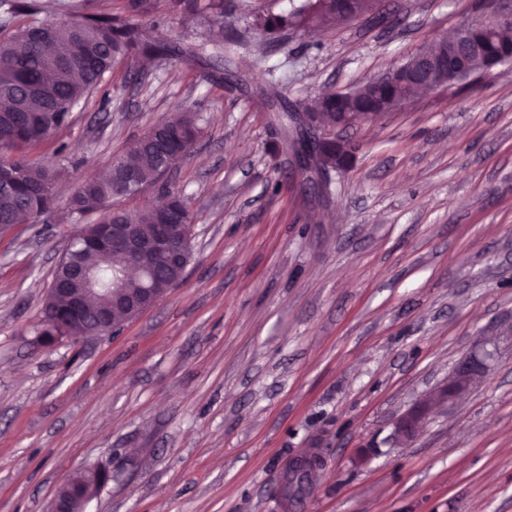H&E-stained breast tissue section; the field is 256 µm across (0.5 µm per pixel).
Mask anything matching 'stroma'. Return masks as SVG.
Returning <instances> with one entry per match:
<instances>
[{"mask_svg": "<svg viewBox=\"0 0 512 512\" xmlns=\"http://www.w3.org/2000/svg\"><path fill=\"white\" fill-rule=\"evenodd\" d=\"M301 0H229L223 16L153 0L171 44L224 39V61L119 58L49 140L51 219L0 230V512H49L88 465L87 512H291L293 460L322 463L303 512H512V63L336 130L324 197L301 180L264 95L301 112L404 63L486 0H378L312 33L260 20ZM202 132L164 180L190 205L192 259L167 296L106 336L38 344L66 202L152 125ZM485 379L403 447L393 419L482 342Z\"/></svg>", "mask_w": 512, "mask_h": 512, "instance_id": "stroma-1", "label": "stroma"}]
</instances>
